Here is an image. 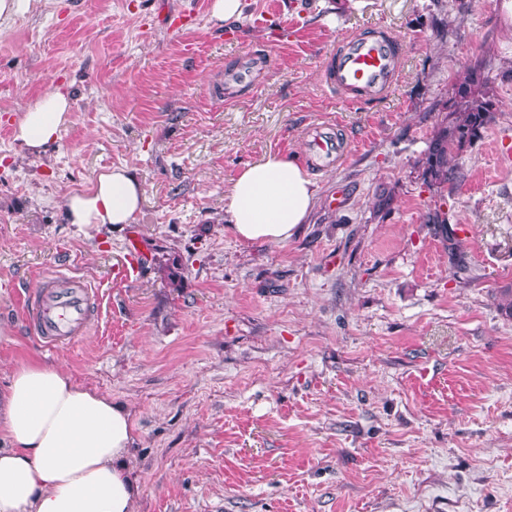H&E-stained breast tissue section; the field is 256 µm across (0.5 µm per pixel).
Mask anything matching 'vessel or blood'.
I'll return each instance as SVG.
<instances>
[{
  "mask_svg": "<svg viewBox=\"0 0 512 512\" xmlns=\"http://www.w3.org/2000/svg\"><path fill=\"white\" fill-rule=\"evenodd\" d=\"M402 47L387 33L356 35L331 52L324 73L325 85L352 98L380 97L391 88L398 72ZM266 64L259 54H247L224 72V90L233 93L254 83ZM318 156L326 163L338 161L342 142L325 133L313 140ZM98 291L69 272L57 270L41 279L30 298L27 318L47 349L74 342L82 336L91 311L97 306Z\"/></svg>",
  "mask_w": 512,
  "mask_h": 512,
  "instance_id": "1",
  "label": "vessel or blood"
}]
</instances>
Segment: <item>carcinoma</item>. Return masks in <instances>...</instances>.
<instances>
[{
	"label": "carcinoma",
	"mask_w": 512,
	"mask_h": 512,
	"mask_svg": "<svg viewBox=\"0 0 512 512\" xmlns=\"http://www.w3.org/2000/svg\"><path fill=\"white\" fill-rule=\"evenodd\" d=\"M482 70L481 62L468 67L464 78L453 88V96L430 141L424 162L423 180L430 189H441L458 179L456 168L450 164L451 158L481 139L495 120L499 104ZM428 223L434 225L436 233L448 249L451 263L464 264L465 255L460 251L456 230L450 225L446 213L439 209L434 211L428 217Z\"/></svg>",
	"instance_id": "carcinoma-1"
}]
</instances>
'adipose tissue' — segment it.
<instances>
[{
    "label": "adipose tissue",
    "mask_w": 512,
    "mask_h": 512,
    "mask_svg": "<svg viewBox=\"0 0 512 512\" xmlns=\"http://www.w3.org/2000/svg\"><path fill=\"white\" fill-rule=\"evenodd\" d=\"M71 96L55 88L22 112L14 139L38 157L68 124ZM144 190L130 167L102 170L93 186L68 196L70 224H131ZM316 184L277 153L245 165L224 196L226 222L244 242L285 243L307 222ZM131 411L60 367H15L0 389V512H138L132 474Z\"/></svg>",
    "instance_id": "ef3b65f1"
}]
</instances>
